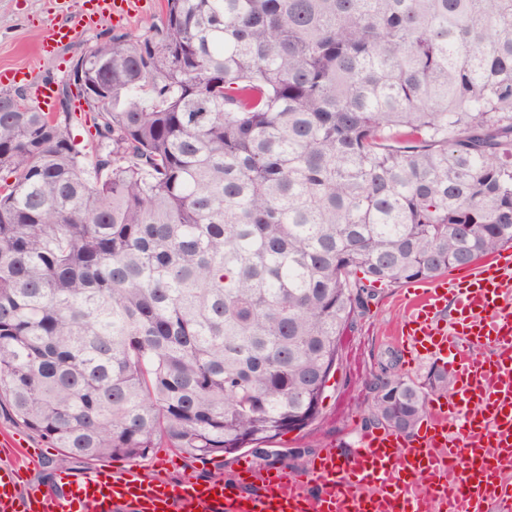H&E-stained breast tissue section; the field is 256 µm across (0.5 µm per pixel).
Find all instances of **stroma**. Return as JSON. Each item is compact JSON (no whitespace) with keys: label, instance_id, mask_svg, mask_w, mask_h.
Wrapping results in <instances>:
<instances>
[{"label":"stroma","instance_id":"stroma-1","mask_svg":"<svg viewBox=\"0 0 512 512\" xmlns=\"http://www.w3.org/2000/svg\"><path fill=\"white\" fill-rule=\"evenodd\" d=\"M73 0H0V70L22 67L38 78L61 83L70 66L82 52L109 35L129 32L138 34L162 19L163 0H142L143 8L133 19L118 24L107 19L96 27L79 31L74 40L50 56H42L37 48L42 28L71 7ZM405 287L375 289L366 309L359 312L353 326L346 332L341 361L330 381L320 417L303 430L288 432L271 440L276 456H261L251 449L240 454L195 459L174 448H155L138 465L146 476L165 475L179 481L183 472H195L202 480L220 479L227 483L240 480L238 462L251 459L256 469L282 468L303 473L321 454L333 450L349 455L361 433L365 432L364 416L374 396L373 383L384 364H393L398 372H409L419 382H427L437 364L425 359L414 369L406 367V353L398 338L401 324L407 317ZM25 439L32 447L42 449L43 456L28 472L31 483L44 487L56 483L62 470H89L86 462L60 465L59 449L12 416L8 407H0V431Z\"/></svg>","mask_w":512,"mask_h":512}]
</instances>
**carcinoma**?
<instances>
[{
	"instance_id": "cac0c4a2",
	"label": "carcinoma",
	"mask_w": 512,
	"mask_h": 512,
	"mask_svg": "<svg viewBox=\"0 0 512 512\" xmlns=\"http://www.w3.org/2000/svg\"><path fill=\"white\" fill-rule=\"evenodd\" d=\"M77 68L0 89V400L63 464L304 429L374 285L512 247V0H165ZM28 73V71H23L22 69L9 71L8 74L7 72H1L0 81L3 82V80H8L9 82H16L17 77L22 75L23 77L20 78V80L24 79L31 101H37L39 104H41L44 99L48 97V92H51V87L45 82L33 81L32 76L28 78ZM31 101H29V103L33 104Z\"/></svg>"
}]
</instances>
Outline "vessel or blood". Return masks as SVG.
<instances>
[{
  "label": "vessel or blood",
  "instance_id": "vessel-or-blood-1",
  "mask_svg": "<svg viewBox=\"0 0 512 512\" xmlns=\"http://www.w3.org/2000/svg\"><path fill=\"white\" fill-rule=\"evenodd\" d=\"M141 0H87L47 24L41 50L69 44L79 28L136 16ZM400 331L408 367L425 358L447 364L450 398L431 403L409 437L363 434L351 456L329 451L306 474L271 468L258 491L221 481L147 478L137 467L64 473L55 487L27 482L22 467H0V512H512V251L407 291ZM454 316L441 320L446 304ZM491 344L495 358L478 355Z\"/></svg>",
  "mask_w": 512,
  "mask_h": 512
}]
</instances>
